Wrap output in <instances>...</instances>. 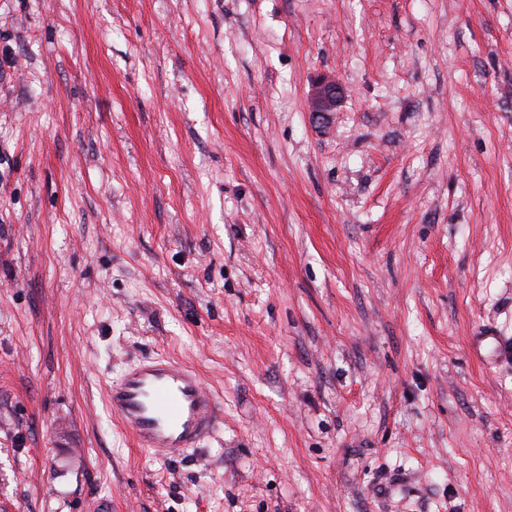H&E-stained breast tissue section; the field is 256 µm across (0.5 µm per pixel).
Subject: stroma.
Instances as JSON below:
<instances>
[{"instance_id": "stroma-1", "label": "stroma", "mask_w": 512, "mask_h": 512, "mask_svg": "<svg viewBox=\"0 0 512 512\" xmlns=\"http://www.w3.org/2000/svg\"><path fill=\"white\" fill-rule=\"evenodd\" d=\"M489 325L512 0H0V512H512ZM158 356L177 456L104 400ZM339 99L340 92L335 79L328 74H320L309 93L310 112L317 119L323 118L328 112H336ZM107 407L141 448H197L222 420L216 397L200 376L169 358H150L112 385Z\"/></svg>"}]
</instances>
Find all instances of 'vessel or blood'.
<instances>
[{"instance_id": "obj_1", "label": "vessel or blood", "mask_w": 512, "mask_h": 512, "mask_svg": "<svg viewBox=\"0 0 512 512\" xmlns=\"http://www.w3.org/2000/svg\"><path fill=\"white\" fill-rule=\"evenodd\" d=\"M481 341L495 362L512 361V340L489 330ZM107 407L139 447L175 452L198 447L223 418L200 376L167 358H150L125 371L112 385Z\"/></svg>"}]
</instances>
